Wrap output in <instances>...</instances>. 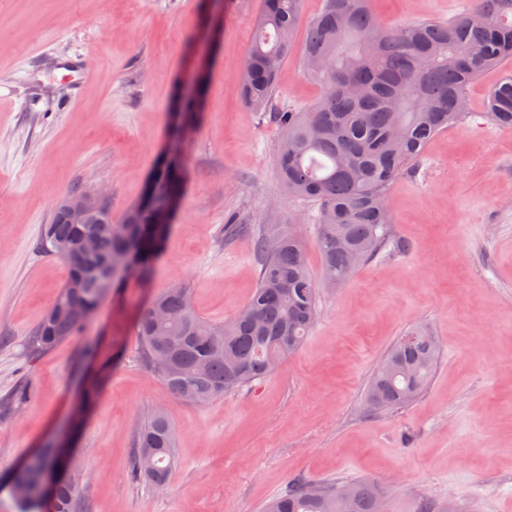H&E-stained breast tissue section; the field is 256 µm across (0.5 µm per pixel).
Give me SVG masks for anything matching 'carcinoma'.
Wrapping results in <instances>:
<instances>
[{"label": "carcinoma", "mask_w": 512, "mask_h": 512, "mask_svg": "<svg viewBox=\"0 0 512 512\" xmlns=\"http://www.w3.org/2000/svg\"><path fill=\"white\" fill-rule=\"evenodd\" d=\"M303 2L263 0L241 75L244 101L257 112L268 111L277 93ZM510 59L512 0H473L446 22L397 26L383 24L371 0H324L308 22L301 52L303 72L321 94L307 107L276 113L277 175L288 195L317 206L312 222L323 285L343 286L357 270L351 253H362L364 263L391 241L390 185L436 135L466 117L469 84ZM205 91L204 81L193 92L179 90L169 149L123 219L113 223L111 206L104 205L93 223L83 225L98 240V252L75 263L60 246L77 248L76 226L55 215L41 226L36 251L60 259L69 280L78 278L81 286L62 288L29 339L31 351L50 350L80 334L109 291L150 279L182 199V144ZM487 117L512 130V75L491 89ZM242 234L254 235L259 279L233 318L213 323L201 317L189 289L178 284L152 296L135 321L144 364L174 395L196 405L269 376L300 348L318 316L319 285L308 272L295 225L269 224L258 233L251 224L224 225V236ZM439 354L428 329L406 332L373 374L368 409L395 410L413 401L430 382ZM136 448L131 480L168 482L178 458L176 430L164 414L155 412L139 425ZM69 467L65 449L51 442L31 454L10 477L9 488L23 493L17 512H79V484L71 476L58 485L51 509L43 506V480ZM310 486L295 482L263 512H337L342 489L349 491L350 512H377L382 498L368 481L324 485L317 493Z\"/></svg>", "instance_id": "obj_1"}]
</instances>
